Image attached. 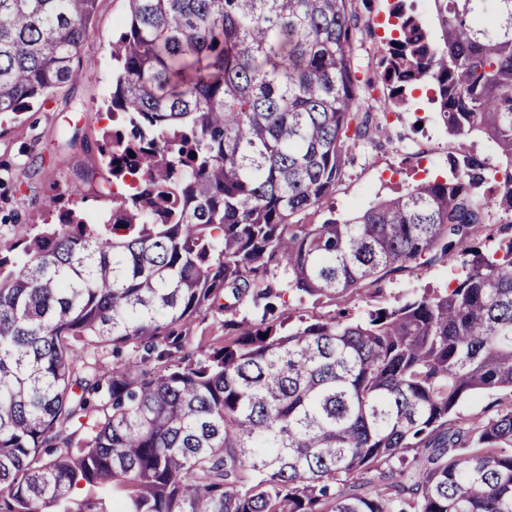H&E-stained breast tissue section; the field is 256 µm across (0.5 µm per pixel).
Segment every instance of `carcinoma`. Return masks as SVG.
Returning <instances> with one entry per match:
<instances>
[{
	"mask_svg": "<svg viewBox=\"0 0 512 512\" xmlns=\"http://www.w3.org/2000/svg\"><path fill=\"white\" fill-rule=\"evenodd\" d=\"M97 2L0 0V117L78 76ZM431 2L440 44L394 3L377 108L428 88L448 178L340 223L350 144L385 135L354 0H129L109 212L60 194L57 223L0 253V512H55L80 483L127 512H512V0ZM437 262L461 264L455 287L351 317ZM281 273L339 313L290 324ZM224 313V346L194 344ZM494 391L492 416L450 422Z\"/></svg>",
	"mask_w": 512,
	"mask_h": 512,
	"instance_id": "carcinoma-1",
	"label": "carcinoma"
}]
</instances>
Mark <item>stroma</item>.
<instances>
[{
    "label": "stroma",
    "instance_id": "35a3bbf8",
    "mask_svg": "<svg viewBox=\"0 0 512 512\" xmlns=\"http://www.w3.org/2000/svg\"><path fill=\"white\" fill-rule=\"evenodd\" d=\"M392 0H366L361 13L369 26L356 45L362 62L361 80L370 82L368 95L380 98L387 89L370 60L388 28ZM129 13L128 0H98L88 39L73 66L78 76L59 89L52 100L34 105L18 118H0V248L17 237L36 232L45 218L43 207L68 187L80 185L90 213L106 211L108 199L86 188L87 174L104 175L97 143L113 121L107 112L112 92L111 45ZM386 138L349 149V161L336 184L332 201L336 216L345 219L377 199L396 196L418 183L448 175V155L455 140L435 104L425 92L414 91L405 105L383 119ZM76 146H68L69 138ZM459 266L436 263L421 276L395 274L375 295L355 302L354 315L390 307L422 294L425 289L454 285Z\"/></svg>",
    "mask_w": 512,
    "mask_h": 512
}]
</instances>
